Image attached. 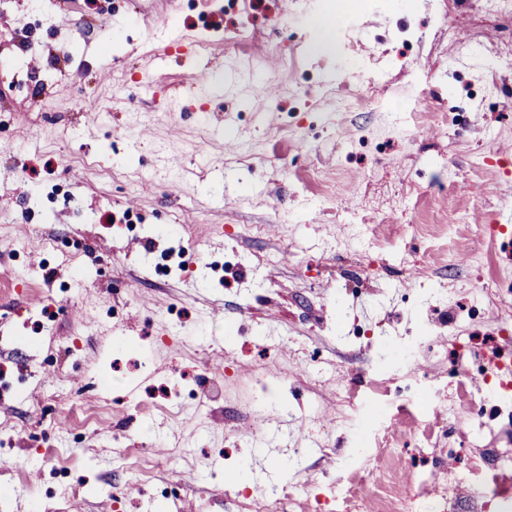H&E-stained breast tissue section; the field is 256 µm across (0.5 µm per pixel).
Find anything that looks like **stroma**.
<instances>
[{"label": "stroma", "instance_id": "1", "mask_svg": "<svg viewBox=\"0 0 512 512\" xmlns=\"http://www.w3.org/2000/svg\"><path fill=\"white\" fill-rule=\"evenodd\" d=\"M339 4L332 51H313L308 19ZM165 48L167 86L148 87ZM201 55L240 68L238 89L189 93ZM485 55L512 59V21L480 0H0V373L35 374L24 395L0 390V488L19 487L0 512L39 499L46 512H140L167 477L183 486L179 512H224L242 461L266 491L288 477L264 453L297 445L310 454L291 468L328 485L373 428L339 387L396 382L391 349L424 328L439 348L420 362L451 409L439 427L471 448L445 467L512 449V405L489 396L498 380L475 381L463 402L442 362L512 353V225H493L512 209V68L489 71ZM259 73L275 97L256 89ZM375 90L389 111L338 107ZM452 99L455 124L439 118ZM228 114L232 153L208 133ZM185 203L173 234L186 264L155 281L148 259ZM385 216L394 236L361 238L358 219ZM231 249L238 278L212 277L207 262ZM15 267L37 275L13 278ZM47 305L39 345L15 343ZM172 326L181 338L169 342ZM150 332L146 364L115 351ZM263 366L279 395L253 410ZM191 367L222 375L241 421L168 416L146 396ZM114 372L130 410L106 408L114 393L95 388ZM86 410L100 425L81 428ZM54 443L58 456L24 465Z\"/></svg>", "mask_w": 512, "mask_h": 512}]
</instances>
